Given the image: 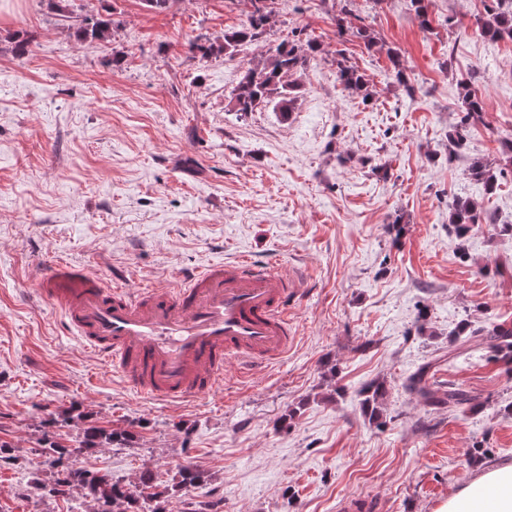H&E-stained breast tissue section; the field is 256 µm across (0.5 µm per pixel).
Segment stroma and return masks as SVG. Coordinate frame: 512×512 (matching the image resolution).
I'll return each instance as SVG.
<instances>
[{
    "instance_id": "35a3bbf8",
    "label": "stroma",
    "mask_w": 512,
    "mask_h": 512,
    "mask_svg": "<svg viewBox=\"0 0 512 512\" xmlns=\"http://www.w3.org/2000/svg\"><path fill=\"white\" fill-rule=\"evenodd\" d=\"M113 9L106 42L79 41L49 0H0V34L26 31L34 53L0 52V512H91L79 490H47L44 438L71 442L85 424L138 422L130 448H93L80 466L128 484L176 464L204 483L166 512H436L482 470L512 463V365L488 348L449 359L461 323L512 326V168L496 191L468 174L501 163L512 136V40L479 26L485 0H276L262 41L230 59L199 60L191 40L246 23L248 0H73ZM369 26L372 47L353 36ZM304 30L320 41L292 112L229 111L228 96L266 44ZM405 68L392 75L389 51ZM124 53L113 65L115 53ZM343 53L373 98L343 88ZM484 101L462 145L451 135L461 86ZM459 197L495 223L459 240ZM302 276L287 356L184 403L140 398L63 331L38 291L58 260L128 286L163 289L241 256ZM436 365L435 388L473 391L447 411L409 396L403 380ZM389 392L381 423L360 388ZM66 410L68 425L51 423Z\"/></svg>"
}]
</instances>
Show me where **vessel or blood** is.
I'll return each mask as SVG.
<instances>
[{
    "label": "vessel or blood",
    "mask_w": 512,
    "mask_h": 512,
    "mask_svg": "<svg viewBox=\"0 0 512 512\" xmlns=\"http://www.w3.org/2000/svg\"><path fill=\"white\" fill-rule=\"evenodd\" d=\"M40 292L78 336L149 399H200L224 383V366L279 360L291 341L299 280L245 258L199 270L168 289L130 292L123 276L56 267Z\"/></svg>",
    "instance_id": "obj_1"
}]
</instances>
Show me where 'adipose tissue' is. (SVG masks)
<instances>
[{
	"mask_svg": "<svg viewBox=\"0 0 512 512\" xmlns=\"http://www.w3.org/2000/svg\"><path fill=\"white\" fill-rule=\"evenodd\" d=\"M437 512H512V464L486 470L441 504Z\"/></svg>",
	"mask_w": 512,
	"mask_h": 512,
	"instance_id": "1",
	"label": "adipose tissue"
}]
</instances>
